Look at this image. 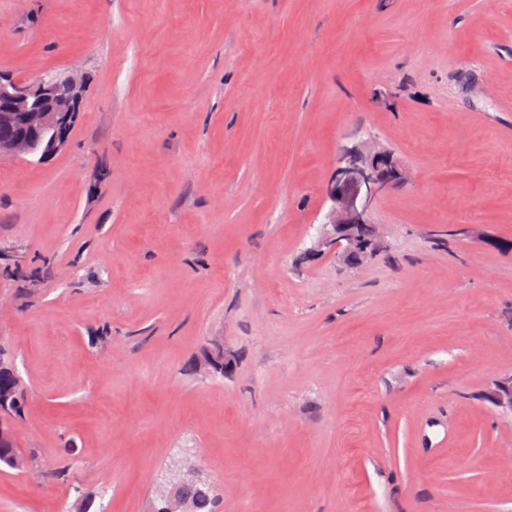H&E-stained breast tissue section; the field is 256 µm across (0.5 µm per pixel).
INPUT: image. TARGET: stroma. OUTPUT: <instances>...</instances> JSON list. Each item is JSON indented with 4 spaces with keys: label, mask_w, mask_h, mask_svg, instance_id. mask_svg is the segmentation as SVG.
Instances as JSON below:
<instances>
[{
    "label": "stroma",
    "mask_w": 512,
    "mask_h": 512,
    "mask_svg": "<svg viewBox=\"0 0 512 512\" xmlns=\"http://www.w3.org/2000/svg\"><path fill=\"white\" fill-rule=\"evenodd\" d=\"M0 71L86 79L0 159V512H150L183 448L217 512H512V0H0ZM370 140L408 181L349 266L312 244ZM12 355L0 347V416L21 417L26 406L25 393H18L19 381L12 370ZM217 369L224 370V376L229 374L233 369L232 360L224 354V351H204L198 362V371L207 375L213 373Z\"/></svg>",
    "instance_id": "1"
}]
</instances>
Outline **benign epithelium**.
<instances>
[{"mask_svg": "<svg viewBox=\"0 0 512 512\" xmlns=\"http://www.w3.org/2000/svg\"><path fill=\"white\" fill-rule=\"evenodd\" d=\"M82 91L83 85L65 72L47 73L35 82L0 73V124L10 126L17 119L22 123L21 130L0 140V158L36 156L34 141L46 130L51 137L39 159H48L64 149L70 141V120L79 111ZM406 181L404 168L390 150L367 144L349 150L336 166L317 248L332 252L345 264H361L380 246L369 223L376 196L386 187ZM217 369L229 374L232 360L222 351H204L198 371L207 375ZM490 399L512 413V378L499 381ZM178 480L179 474H172L165 488L169 512H190L187 502L178 495Z\"/></svg>", "mask_w": 512, "mask_h": 512, "instance_id": "7a95c632", "label": "benign epithelium"}]
</instances>
